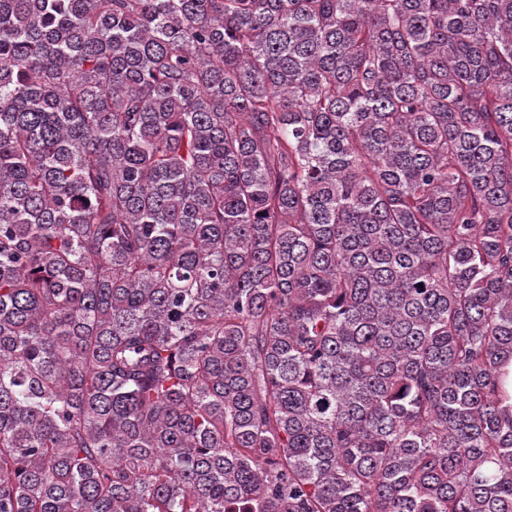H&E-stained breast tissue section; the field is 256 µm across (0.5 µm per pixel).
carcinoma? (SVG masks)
Masks as SVG:
<instances>
[{
	"label": "carcinoma",
	"instance_id": "1",
	"mask_svg": "<svg viewBox=\"0 0 512 512\" xmlns=\"http://www.w3.org/2000/svg\"><path fill=\"white\" fill-rule=\"evenodd\" d=\"M512 0H0V512H512Z\"/></svg>",
	"mask_w": 512,
	"mask_h": 512
}]
</instances>
